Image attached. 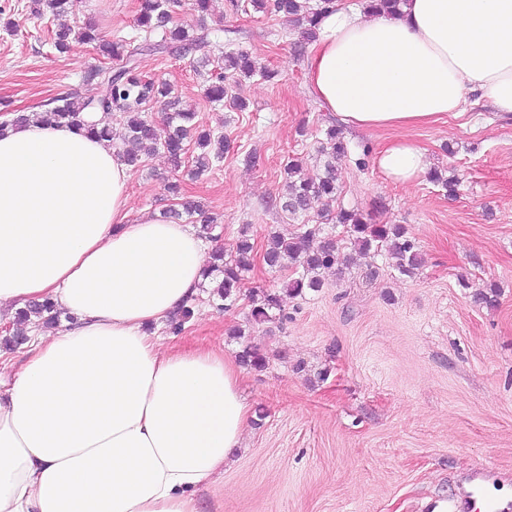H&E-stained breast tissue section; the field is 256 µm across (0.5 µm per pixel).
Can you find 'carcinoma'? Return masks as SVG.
<instances>
[{
  "label": "carcinoma",
  "instance_id": "obj_1",
  "mask_svg": "<svg viewBox=\"0 0 512 512\" xmlns=\"http://www.w3.org/2000/svg\"><path fill=\"white\" fill-rule=\"evenodd\" d=\"M253 7L261 11L291 16L302 28L303 36L312 40L321 17L335 0H252ZM33 15L42 18L50 15L57 18L67 10L68 0H32ZM175 0H145L136 19L138 30L144 35L119 36L109 40L92 26L74 30L60 27L52 32L54 48L61 52L69 40L80 39L95 45L101 55L119 62V67H97L87 71L84 80L100 87L97 96L80 99L74 96L56 97L52 107L41 112H17L8 120L0 122V131L6 126L28 124L66 126L86 130L109 141L117 138L122 142L119 155L128 166L139 169L144 157L156 152L164 153L178 169L189 152V144H194L197 153L191 155L190 174L199 177L210 171L224 159V135L210 128H199L196 113L180 108L179 99L172 96V87L165 81H148L137 71L139 56L146 53H168L186 56L192 52L198 38L191 36L183 28L172 26ZM213 45L218 51V59L224 62V72L216 76L207 88V97L213 104L222 105L228 98L227 81L237 82L255 75L249 56L244 51L226 52L219 33L213 35ZM159 103L166 112L163 122L158 123L145 115V107L150 102ZM91 112L127 113V121L122 131L115 134L111 129L100 127L88 121ZM347 144L339 137L338 129L331 126L324 132L318 155L322 161L321 172L313 177L301 176L303 162L300 157H291L284 166L286 192L273 201V205L291 215H305L317 211V224H303L297 232L285 238L276 231H269L263 260L277 271L293 273L279 291L265 290L251 295V321L256 324L270 322L283 316V298L300 296L307 290L316 291L322 287V271L338 264L339 246L335 236L325 229V225H340L346 233L350 246L361 254H377L386 251L396 258L399 274L413 276L421 266L420 254L415 242L407 236L401 224H373L357 210L339 209L336 213L320 207L323 201L336 197V159L347 153ZM175 219L187 216L192 223H199V233L206 239L216 241L221 234L217 218L206 214L201 205L190 201L178 203V207L168 211ZM254 258V242L250 225L239 229L233 252L224 253L221 248L212 254L208 274L218 273L221 279L210 289L212 303L220 310H226L238 299L244 273L249 271ZM64 312L46 299L31 302L16 313V322L26 323L35 317L43 324L57 325ZM241 362L252 369L265 367V357L254 346H246L240 355Z\"/></svg>",
  "mask_w": 512,
  "mask_h": 512
}]
</instances>
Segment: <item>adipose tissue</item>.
<instances>
[{"instance_id":"obj_1","label":"adipose tissue","mask_w":512,"mask_h":512,"mask_svg":"<svg viewBox=\"0 0 512 512\" xmlns=\"http://www.w3.org/2000/svg\"><path fill=\"white\" fill-rule=\"evenodd\" d=\"M311 95L351 128L404 131L461 116L468 94L512 115V0H406L400 14L337 0L306 63ZM376 163L410 185L424 150ZM129 167L67 127L0 134V308L51 299L77 319L35 336L0 381V512H203L250 416L223 350L162 351L152 329L196 298L194 228L131 218Z\"/></svg>"}]
</instances>
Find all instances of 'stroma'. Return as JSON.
<instances>
[{"label": "stroma", "mask_w": 512, "mask_h": 512, "mask_svg": "<svg viewBox=\"0 0 512 512\" xmlns=\"http://www.w3.org/2000/svg\"><path fill=\"white\" fill-rule=\"evenodd\" d=\"M142 4L71 0L63 21L112 38L132 32ZM30 10L31 0H0V115L98 93L83 80L103 62L93 46L76 40L55 51V21ZM173 23L197 36L222 30L225 50L246 51L276 76L232 84L230 95L246 103L239 111L205 96L217 65L140 56L139 72L170 83L229 149L192 181L164 155L146 158L130 178L133 213L170 208L168 186L181 183L222 222L228 252L245 224L261 247L270 229L290 235L300 222L316 223V215L292 219L271 205L284 191L288 157H304L315 174L318 142L335 123L308 90L310 41L251 0H212L203 17L181 0ZM408 135L425 149L430 171L456 179L455 196L429 174L403 186L364 161L392 131L347 130L331 208L404 225L422 256L415 275H400L386 255L361 259L326 271L319 290L287 299L285 319L257 326L247 291L279 289L288 278L257 266L231 309L213 308L204 290L181 332L162 327L165 350L236 355L251 343L268 358L264 370L243 371L244 394L260 415L224 470L223 493L201 492L205 512H431L433 503L460 499L478 471L492 487H512V118L493 116L473 94L462 116ZM492 284L494 304L476 302L475 292ZM237 327L242 337L233 336Z\"/></svg>", "instance_id": "obj_1"}]
</instances>
